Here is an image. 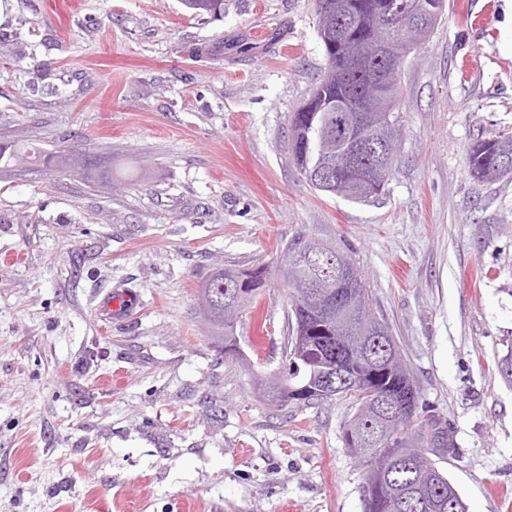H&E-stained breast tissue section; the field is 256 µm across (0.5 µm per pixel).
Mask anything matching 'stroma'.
Instances as JSON below:
<instances>
[{
  "mask_svg": "<svg viewBox=\"0 0 512 512\" xmlns=\"http://www.w3.org/2000/svg\"><path fill=\"white\" fill-rule=\"evenodd\" d=\"M313 0H0V512H363L333 398L282 365L283 244L335 239L453 431L469 512L512 503V175L467 152L512 129V0H450L401 67L402 141L365 204L311 188L290 116L324 74ZM268 266L225 355L199 311L218 265ZM122 290L126 316L96 305Z\"/></svg>",
  "mask_w": 512,
  "mask_h": 512,
  "instance_id": "obj_1",
  "label": "stroma"
}]
</instances>
